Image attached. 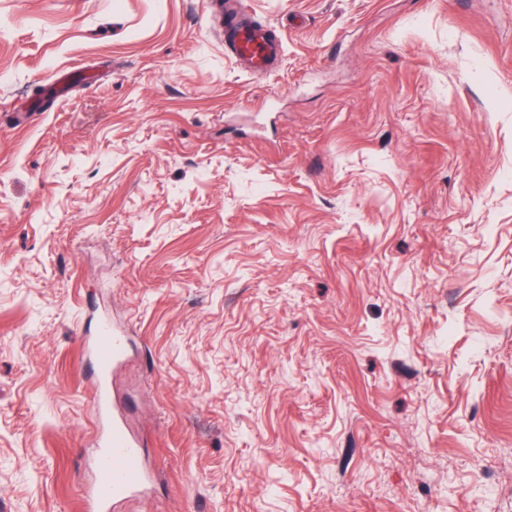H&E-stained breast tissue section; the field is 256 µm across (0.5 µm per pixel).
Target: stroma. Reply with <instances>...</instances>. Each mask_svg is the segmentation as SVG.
Returning <instances> with one entry per match:
<instances>
[{"label":"stroma","mask_w":512,"mask_h":512,"mask_svg":"<svg viewBox=\"0 0 512 512\" xmlns=\"http://www.w3.org/2000/svg\"><path fill=\"white\" fill-rule=\"evenodd\" d=\"M0 0V512H512V0ZM282 42L262 29L240 28L231 44L230 55L247 71L271 69L280 56ZM127 348L124 330L111 327L107 322L100 323L98 336L86 345V350L94 363L95 372L101 383L125 357ZM139 446L126 431L122 419L112 413L97 458L102 478L93 490L91 510L102 512L111 500L123 499L145 484L148 473Z\"/></svg>","instance_id":"obj_1"}]
</instances>
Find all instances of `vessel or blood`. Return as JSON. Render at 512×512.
Here are the masks:
<instances>
[{
  "label": "vessel or blood",
  "instance_id": "obj_1",
  "mask_svg": "<svg viewBox=\"0 0 512 512\" xmlns=\"http://www.w3.org/2000/svg\"><path fill=\"white\" fill-rule=\"evenodd\" d=\"M281 50V41L271 38L266 30L243 27L233 39L230 54L245 69H268L275 64ZM127 348L124 330L100 323L97 336L86 346L99 380L107 379L125 357ZM97 466L102 478L92 493L94 512H105L111 501L138 490L148 478L139 444L128 434L120 417L112 419L101 444Z\"/></svg>",
  "mask_w": 512,
  "mask_h": 512
}]
</instances>
